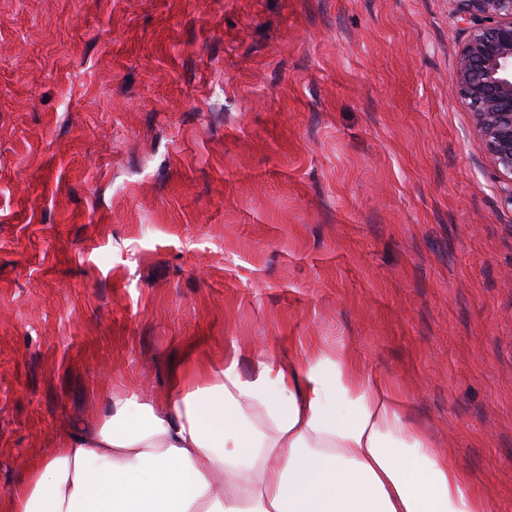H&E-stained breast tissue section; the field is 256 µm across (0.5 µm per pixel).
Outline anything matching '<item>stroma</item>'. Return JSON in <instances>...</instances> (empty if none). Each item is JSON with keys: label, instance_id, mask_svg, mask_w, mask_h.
Here are the masks:
<instances>
[{"label": "stroma", "instance_id": "35a3bbf8", "mask_svg": "<svg viewBox=\"0 0 512 512\" xmlns=\"http://www.w3.org/2000/svg\"><path fill=\"white\" fill-rule=\"evenodd\" d=\"M454 0H0V504L193 354L339 346L512 512V204Z\"/></svg>", "mask_w": 512, "mask_h": 512}]
</instances>
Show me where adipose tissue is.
<instances>
[{
	"label": "adipose tissue",
	"instance_id": "adipose-tissue-1",
	"mask_svg": "<svg viewBox=\"0 0 512 512\" xmlns=\"http://www.w3.org/2000/svg\"><path fill=\"white\" fill-rule=\"evenodd\" d=\"M5 512H485L385 383L340 350L227 355L174 372L156 403L112 397L97 425L29 465Z\"/></svg>",
	"mask_w": 512,
	"mask_h": 512
}]
</instances>
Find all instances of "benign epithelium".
<instances>
[{"label":"benign epithelium","mask_w":512,"mask_h":512,"mask_svg":"<svg viewBox=\"0 0 512 512\" xmlns=\"http://www.w3.org/2000/svg\"><path fill=\"white\" fill-rule=\"evenodd\" d=\"M455 2L467 31L455 81L512 204V0Z\"/></svg>","instance_id":"obj_1"}]
</instances>
